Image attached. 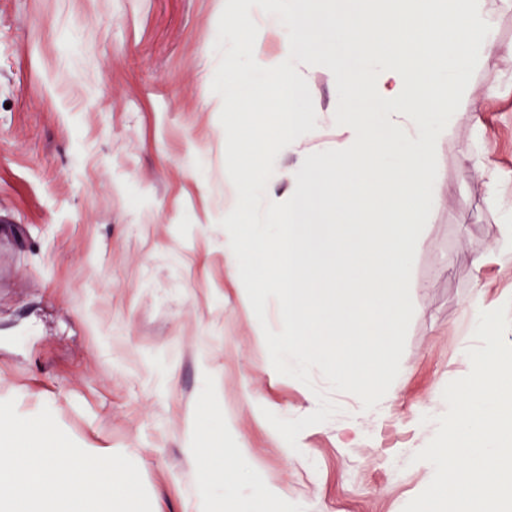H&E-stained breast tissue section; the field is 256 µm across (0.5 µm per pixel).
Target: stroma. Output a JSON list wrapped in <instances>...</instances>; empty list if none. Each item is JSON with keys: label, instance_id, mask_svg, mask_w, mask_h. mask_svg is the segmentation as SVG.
<instances>
[{"label": "stroma", "instance_id": "1", "mask_svg": "<svg viewBox=\"0 0 512 512\" xmlns=\"http://www.w3.org/2000/svg\"><path fill=\"white\" fill-rule=\"evenodd\" d=\"M244 8L0 0V401L128 456L152 512H195L186 457L203 424L233 425L248 450L235 495L403 512L434 475L414 456L446 411L436 395L471 370L469 304L512 308V269L490 250L512 212V60L471 70L391 347L402 375L348 446L356 393L316 360L299 378L277 369L225 264L224 56ZM464 148L482 151L494 192ZM292 430L293 456L276 445Z\"/></svg>", "mask_w": 512, "mask_h": 512}]
</instances>
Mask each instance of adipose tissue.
Segmentation results:
<instances>
[{
    "instance_id": "1",
    "label": "adipose tissue",
    "mask_w": 512,
    "mask_h": 512,
    "mask_svg": "<svg viewBox=\"0 0 512 512\" xmlns=\"http://www.w3.org/2000/svg\"><path fill=\"white\" fill-rule=\"evenodd\" d=\"M511 9L512 0H252L235 17L237 29L281 35L284 47L224 67L225 260L245 311L278 303L276 324L256 321L257 341L294 374L320 360L362 412L389 396V347L411 308L408 271L439 187L436 156L471 63L512 58L496 35ZM321 76L344 92L335 111L306 104ZM276 92L285 109L271 142L240 114L264 112ZM321 123L335 128L334 146H309ZM247 457L221 436L189 449L200 512H267L266 490L211 491L218 476L242 474Z\"/></svg>"
}]
</instances>
